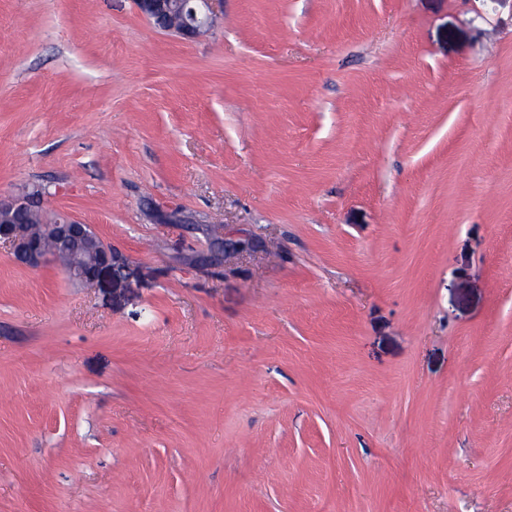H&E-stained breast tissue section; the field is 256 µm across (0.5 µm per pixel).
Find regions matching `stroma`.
<instances>
[{"label": "stroma", "mask_w": 512, "mask_h": 512, "mask_svg": "<svg viewBox=\"0 0 512 512\" xmlns=\"http://www.w3.org/2000/svg\"><path fill=\"white\" fill-rule=\"evenodd\" d=\"M219 14L0 0V512H512V0ZM222 0H137L139 10L154 23L184 39H197L213 27L216 2ZM32 193L3 199L0 197V242L10 244L15 258L28 267H40L49 263H59L61 254L84 256L93 267V277H97L104 267H112V275L118 276L124 268L118 257L91 229L64 214L48 215L41 211ZM43 217L40 233L36 234L38 213ZM33 226H32V225Z\"/></svg>", "instance_id": "stroma-1"}]
</instances>
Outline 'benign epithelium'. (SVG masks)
<instances>
[{
    "label": "benign epithelium",
    "instance_id": "7a95c632",
    "mask_svg": "<svg viewBox=\"0 0 512 512\" xmlns=\"http://www.w3.org/2000/svg\"><path fill=\"white\" fill-rule=\"evenodd\" d=\"M218 0H137L139 10L154 23L184 39H197L213 27ZM34 195L0 197V241L10 244L15 258L28 267L59 262L62 254L85 257L93 267V276L112 267L118 276L124 268L118 257L91 229L64 214H42L40 233H35L25 215L40 211Z\"/></svg>",
    "mask_w": 512,
    "mask_h": 512
}]
</instances>
